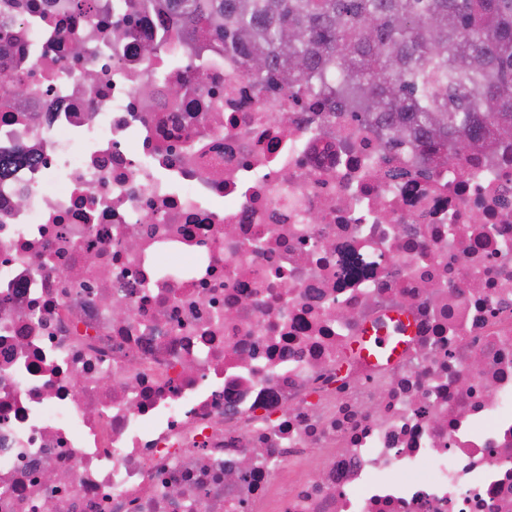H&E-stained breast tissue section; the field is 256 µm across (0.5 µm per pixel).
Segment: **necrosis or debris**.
I'll return each mask as SVG.
<instances>
[{"instance_id":"4bbe7bcc","label":"necrosis or debris","mask_w":512,"mask_h":512,"mask_svg":"<svg viewBox=\"0 0 512 512\" xmlns=\"http://www.w3.org/2000/svg\"><path fill=\"white\" fill-rule=\"evenodd\" d=\"M153 2L0 0V512H512V139L421 165ZM394 331H376L372 327H366L362 336L353 342L351 351L361 359L384 358L396 360L403 354V342L394 336H405L410 330V320L403 315L396 316Z\"/></svg>"}]
</instances>
